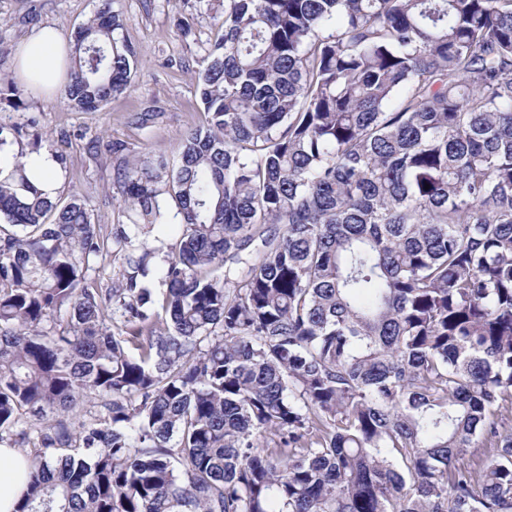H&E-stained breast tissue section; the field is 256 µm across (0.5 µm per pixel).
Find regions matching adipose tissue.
<instances>
[{
  "instance_id": "1",
  "label": "adipose tissue",
  "mask_w": 512,
  "mask_h": 512,
  "mask_svg": "<svg viewBox=\"0 0 512 512\" xmlns=\"http://www.w3.org/2000/svg\"><path fill=\"white\" fill-rule=\"evenodd\" d=\"M68 44L58 30L38 28L24 41L17 57L20 75L31 90L54 92L64 82ZM32 463L29 456L0 444V512H15L28 488Z\"/></svg>"
}]
</instances>
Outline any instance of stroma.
Returning a JSON list of instances; mask_svg holds the SVG:
<instances>
[{"instance_id":"obj_1","label":"stroma","mask_w":512,"mask_h":512,"mask_svg":"<svg viewBox=\"0 0 512 512\" xmlns=\"http://www.w3.org/2000/svg\"><path fill=\"white\" fill-rule=\"evenodd\" d=\"M124 26L117 33L133 52L127 89L93 112H79L56 96L26 93L22 108L0 111V138L9 154L39 147L58 160L59 196H81L95 223H126L118 182L124 167L165 157L207 114L197 90L199 60L219 33L222 0H114ZM98 0H0V78L16 77V50L48 25L65 39L87 22ZM152 113L141 124L144 113ZM125 151H115V144Z\"/></svg>"}]
</instances>
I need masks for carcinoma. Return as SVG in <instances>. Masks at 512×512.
Wrapping results in <instances>:
<instances>
[{"instance_id":"cac0c4a2","label":"carcinoma","mask_w":512,"mask_h":512,"mask_svg":"<svg viewBox=\"0 0 512 512\" xmlns=\"http://www.w3.org/2000/svg\"><path fill=\"white\" fill-rule=\"evenodd\" d=\"M123 25L78 28L69 106L127 88ZM220 29L207 128L123 170L115 234L0 169L17 512H512V0H224ZM171 216L157 294L138 237ZM93 267L94 269L89 271V276L97 281L101 288L112 287V281L120 277L122 270L120 263H112V258L109 256H103V259L99 258Z\"/></svg>"}]
</instances>
